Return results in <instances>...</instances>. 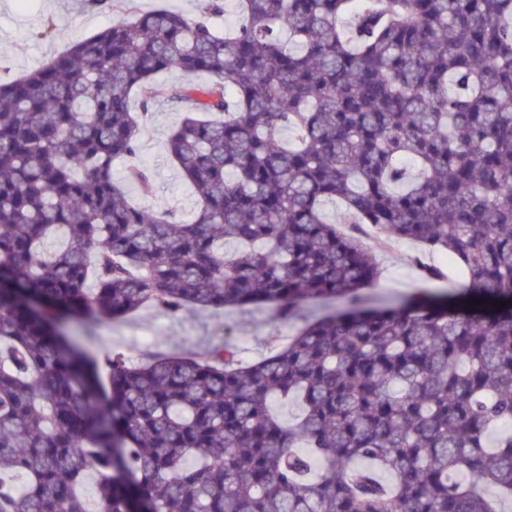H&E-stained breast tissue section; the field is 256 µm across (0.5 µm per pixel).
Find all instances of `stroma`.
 <instances>
[{"instance_id":"1","label":"stroma","mask_w":512,"mask_h":512,"mask_svg":"<svg viewBox=\"0 0 512 512\" xmlns=\"http://www.w3.org/2000/svg\"><path fill=\"white\" fill-rule=\"evenodd\" d=\"M161 7L190 19L201 10L199 0H114L108 8L89 6L83 0H0V78H13L39 66L113 21ZM181 113L179 104L167 100L151 107L138 156L153 171V188L144 193L132 184L128 190L141 206L169 207L187 220L196 201L166 154L168 133ZM363 240L381 268L377 284L369 290L372 297L396 300L418 287L419 271L410 260L416 251L413 243L402 241L389 246L380 233L371 229L366 230ZM297 327L294 321H278L270 309L251 306L175 316L147 309L108 322L98 328L97 334L101 346L123 351L136 362L148 347L158 353L204 352L217 344L233 345L240 357L250 362L267 355L272 341L293 335Z\"/></svg>"}]
</instances>
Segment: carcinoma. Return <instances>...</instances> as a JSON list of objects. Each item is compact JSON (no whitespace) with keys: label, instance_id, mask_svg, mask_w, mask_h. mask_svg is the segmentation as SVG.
Segmentation results:
<instances>
[{"label":"carcinoma","instance_id":"cac0c4a2","mask_svg":"<svg viewBox=\"0 0 512 512\" xmlns=\"http://www.w3.org/2000/svg\"><path fill=\"white\" fill-rule=\"evenodd\" d=\"M240 4L231 31L221 0L161 8L0 81V512H88L90 471L104 512H499L478 487L512 497V435L488 444L512 422V0ZM160 99L189 221L129 195L145 165L112 173ZM328 201L448 253L453 293L368 296L379 266ZM311 304L332 310L251 364L95 336L146 307Z\"/></svg>","mask_w":512,"mask_h":512}]
</instances>
